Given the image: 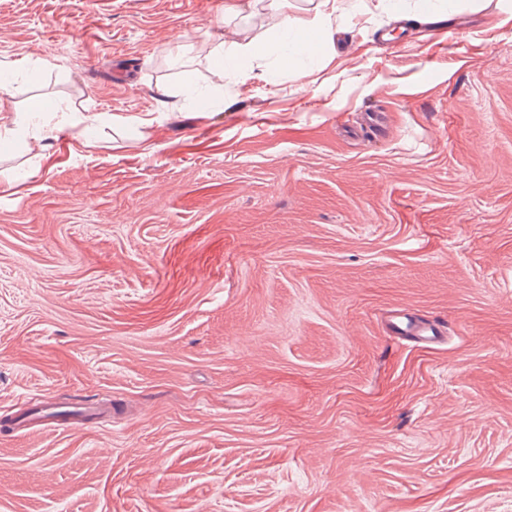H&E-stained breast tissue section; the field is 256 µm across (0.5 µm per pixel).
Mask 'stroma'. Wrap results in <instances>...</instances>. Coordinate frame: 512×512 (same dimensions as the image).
Returning a JSON list of instances; mask_svg holds the SVG:
<instances>
[{
  "label": "stroma",
  "instance_id": "stroma-1",
  "mask_svg": "<svg viewBox=\"0 0 512 512\" xmlns=\"http://www.w3.org/2000/svg\"><path fill=\"white\" fill-rule=\"evenodd\" d=\"M418 3L296 70L253 0H0V122L98 118L0 145V512H512V0ZM224 44H229L228 53L224 55ZM224 44L222 43L220 47H215L209 49L206 58L208 60V67L212 77L219 81L220 83L224 82V67L221 65L218 60H223L225 57V64L227 66H233L238 70L246 69L250 61L257 54V47L246 43L241 44L236 40H225ZM219 65L220 67L216 66ZM16 111L12 120L14 127H7L2 125L0 130V141L8 143L12 135L20 129L35 126L37 128V135L34 139L45 140L56 135L67 128H76L83 124L84 121L75 119L70 112H65L60 105L54 104L50 107H37L24 113H17ZM83 134L88 135L89 138L93 136L90 134V123H84L82 126Z\"/></svg>",
  "mask_w": 512,
  "mask_h": 512
}]
</instances>
